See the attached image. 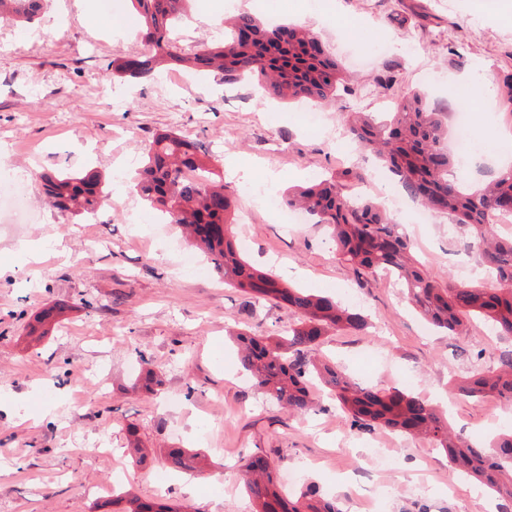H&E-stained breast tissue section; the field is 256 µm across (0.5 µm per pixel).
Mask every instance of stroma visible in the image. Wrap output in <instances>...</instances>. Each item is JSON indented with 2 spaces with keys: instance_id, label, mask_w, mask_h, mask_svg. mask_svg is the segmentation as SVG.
Segmentation results:
<instances>
[{
  "instance_id": "obj_1",
  "label": "stroma",
  "mask_w": 512,
  "mask_h": 512,
  "mask_svg": "<svg viewBox=\"0 0 512 512\" xmlns=\"http://www.w3.org/2000/svg\"><path fill=\"white\" fill-rule=\"evenodd\" d=\"M242 13L311 30L349 75L348 91L321 107L325 128L220 74L196 73L183 85L175 66L168 87L114 77L116 53L144 49L130 0H49L25 26L0 16V179L24 175L33 215L0 223V512H112L113 493L126 490L189 512H252L241 461L273 448L279 471L316 485L342 512H362L364 478L383 491L376 512H512L466 486L429 440L351 426L320 384L303 415L268 401L239 369L231 336L284 335L298 313L225 286L141 197L129 211L103 207L95 224L45 203L44 171L91 172L111 191L113 156L130 158V180L160 134L205 143L238 191L242 254L368 320L361 331L329 332L310 358L333 359L368 387L448 407L464 436L486 439L506 426L511 404L471 400L453 382L494 369L512 338L486 335L477 319L459 335L423 330L403 288L380 275L358 278L324 225L278 223L252 190L269 183L280 193L346 166L374 174L376 160L329 139V129L341 113L386 112L421 88L448 113L468 105L481 144L468 183L512 166V106L500 95L512 75V0H494L490 11L479 0H191L177 29L197 50L223 43L225 19ZM231 159L250 180L227 175ZM398 218L432 279L481 278L476 252L451 250L452 239L469 240L465 227L444 216ZM24 243L41 255L21 252ZM49 304L63 314L47 336L27 335ZM148 368L161 375L160 391L134 390L137 371ZM133 435L153 451L141 465L125 453ZM179 445L206 453L210 466L172 472L164 451Z\"/></svg>"
}]
</instances>
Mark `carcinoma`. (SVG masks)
<instances>
[{"mask_svg":"<svg viewBox=\"0 0 512 512\" xmlns=\"http://www.w3.org/2000/svg\"><path fill=\"white\" fill-rule=\"evenodd\" d=\"M48 0H0V14L10 11L26 22ZM188 0H131L144 41L139 55H115L112 73L130 80L150 78L163 63L213 71L224 80H257L264 91L286 103L301 98L316 102L334 99L346 85L342 69L319 38L301 26L263 25L251 15L230 21L224 43L186 53L172 38L174 23ZM345 127L358 148L379 157L403 189L432 215L448 216L466 226L477 248L485 277L476 285L433 280L411 258L409 237L382 206L372 201L350 202L347 184L360 178L355 170L331 176L318 184L288 193L285 203L305 210L326 225L336 256L361 274L379 271L397 277L411 303L432 326L457 334L464 322L479 318L501 336H512V234L500 235L496 225L512 220V167L498 170L478 189H466L451 174L448 153V115L424 94L409 93L378 120L365 112H351ZM187 171L208 176L191 179ZM206 149L171 134L153 139L146 163L131 188L185 230L191 243L210 256L224 276V284L258 299L284 302L302 313V320L286 336H238L239 364L253 386L267 399L295 413L312 405L307 386L310 373L329 388L353 426H381L411 437L424 435L448 457L458 472L489 492L512 502V429L487 446L453 433L446 417L426 399L398 389L360 388L328 361H311L307 353L329 330H359L364 316L336 305L330 298L306 293L280 282L272 273L249 262L237 249L230 223L235 191L215 178ZM46 200L61 211L88 213L109 199L100 195V180L92 173L78 176L47 171L41 175ZM61 307H48L29 325V335H44L45 326ZM465 397H496L512 403V350L503 351L496 369L479 371L455 381ZM172 466L195 472L205 456L185 448H169ZM245 486L255 512H341L336 501L313 490L286 493L275 461L253 455L244 463ZM122 512H180L169 504L152 503L132 492L120 497Z\"/></svg>","mask_w":512,"mask_h":512,"instance_id":"cac0c4a2","label":"carcinoma"}]
</instances>
